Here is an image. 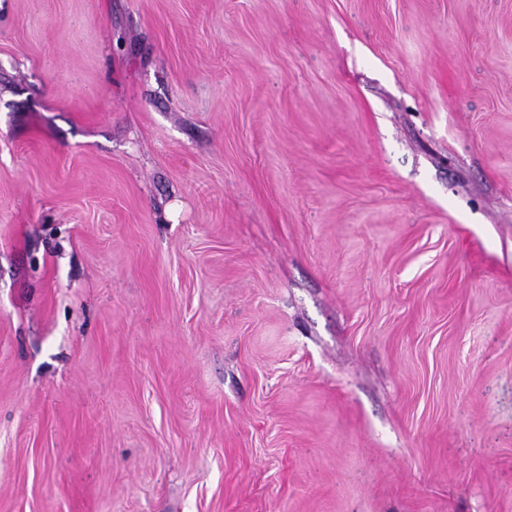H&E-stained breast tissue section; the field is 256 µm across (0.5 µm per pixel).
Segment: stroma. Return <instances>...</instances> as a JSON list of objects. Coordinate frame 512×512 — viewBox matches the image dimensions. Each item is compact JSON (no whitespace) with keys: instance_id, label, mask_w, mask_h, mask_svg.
I'll return each instance as SVG.
<instances>
[{"instance_id":"obj_1","label":"stroma","mask_w":512,"mask_h":512,"mask_svg":"<svg viewBox=\"0 0 512 512\" xmlns=\"http://www.w3.org/2000/svg\"><path fill=\"white\" fill-rule=\"evenodd\" d=\"M0 512H512V0H0Z\"/></svg>"}]
</instances>
